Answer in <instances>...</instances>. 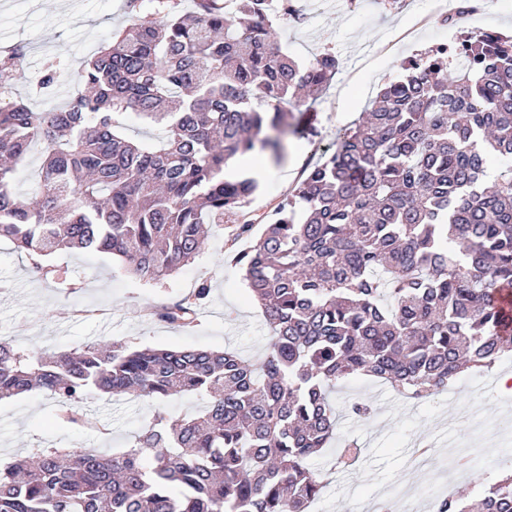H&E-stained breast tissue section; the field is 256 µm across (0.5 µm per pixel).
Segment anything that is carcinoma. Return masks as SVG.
<instances>
[{
	"instance_id": "cac0c4a2",
	"label": "carcinoma",
	"mask_w": 512,
	"mask_h": 512,
	"mask_svg": "<svg viewBox=\"0 0 512 512\" xmlns=\"http://www.w3.org/2000/svg\"><path fill=\"white\" fill-rule=\"evenodd\" d=\"M149 2L143 15L127 0L131 22L76 73L60 56L43 64L33 92L69 79L64 105L0 102V240L30 256L111 254L151 284L233 217L254 237L234 261L270 328L266 351L115 342L49 355L0 339V401L39 389L73 428L99 429L81 410L93 393L205 398L172 422L156 413L124 450L34 449L0 468V512H308L323 488L311 459L334 445L345 467L360 453L337 429L336 390L367 378L430 400L512 351L495 304L512 284V36L409 59L255 237L258 173L228 164L280 158L288 108L322 95L340 61L283 50L291 0L279 12L269 0ZM27 52L0 55V82L25 78ZM131 116L163 141L129 140ZM36 146L23 197L16 174ZM210 292L203 281L153 315L188 327ZM438 512H512V469L476 504L448 497Z\"/></svg>"
}]
</instances>
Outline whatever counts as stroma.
Segmentation results:
<instances>
[{
	"mask_svg": "<svg viewBox=\"0 0 512 512\" xmlns=\"http://www.w3.org/2000/svg\"><path fill=\"white\" fill-rule=\"evenodd\" d=\"M303 14L285 26L281 40L289 54L309 58L331 49L340 70L314 104L294 114L284 164H265L260 192L248 212L253 221L272 210L303 178L308 167L336 146L338 133L370 109L384 82L396 78L410 57L427 55L438 45H452L469 33H512V0H480L466 18L450 21L448 0H294ZM125 0H0V46H28L25 80L15 94L29 97L39 111L59 106L73 92L60 85L52 95L30 98L29 85L42 61L61 55L79 67L107 39L113 28L126 25ZM248 239L237 237L234 225L213 233L196 260L178 274L146 284L124 274L111 255L60 251L45 262L55 276L42 277L33 259L0 240V339L21 352H60L87 344L122 341L133 347L236 350L247 359L259 358L269 328L258 304L249 297L242 272L228 256L229 249L246 250ZM211 287L193 327L184 329L151 315L162 301H175L200 282ZM512 375V357L503 356L491 371L461 376L448 390L427 401L406 399L370 380L346 385L336 395L338 425L361 445L363 454L349 470L331 471L333 452L325 450L312 461L327 486L315 512H355L357 501L377 505L381 492L403 489L402 474L416 443L439 445L448 436L465 440L469 428L461 418L471 407L489 421L503 416V403L490 384L495 376ZM362 397L372 403L384 423L350 416L349 401ZM199 401L180 396L158 405L132 395H94L83 410L104 422L106 432L75 429L55 418L56 402L42 392H30L0 402V466L26 456L35 448H95L104 452L127 447L156 413L178 418L193 412ZM512 466V452L487 447L462 475L448 477L446 461L421 478L414 498L424 512L450 496L478 499L499 472Z\"/></svg>",
	"mask_w": 512,
	"mask_h": 512,
	"instance_id": "obj_1",
	"label": "stroma"
}]
</instances>
